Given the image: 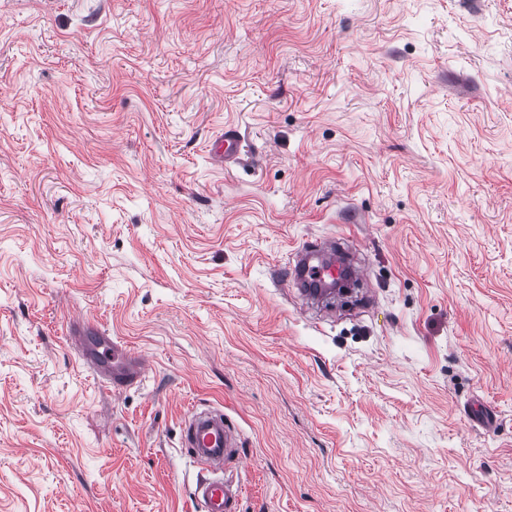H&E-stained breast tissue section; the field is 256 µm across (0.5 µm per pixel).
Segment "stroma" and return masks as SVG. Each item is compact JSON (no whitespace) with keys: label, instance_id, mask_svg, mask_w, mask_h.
Returning <instances> with one entry per match:
<instances>
[{"label":"stroma","instance_id":"1","mask_svg":"<svg viewBox=\"0 0 512 512\" xmlns=\"http://www.w3.org/2000/svg\"><path fill=\"white\" fill-rule=\"evenodd\" d=\"M194 405L240 512H512V0H0V512H202ZM241 134L237 127L228 125L224 127V132L218 135L211 145L212 159L219 162L220 165L228 167L236 163L241 154ZM327 244L322 241H307L296 248L287 258L285 265L279 269L280 281L299 283L306 295L315 298L336 286V279L345 274L355 277L359 271L346 266L334 255L326 253ZM329 257L330 260H322ZM69 335L72 346L78 350V357L97 376L101 385L120 392L142 384L144 361L125 346L112 341V336H108L100 326L79 318L72 321ZM91 338L96 339L95 344L90 342ZM181 441V448L211 475L200 480L194 490L205 512H238L239 489L224 478V473L239 463V434L225 419L224 411H190L182 424Z\"/></svg>","mask_w":512,"mask_h":512}]
</instances>
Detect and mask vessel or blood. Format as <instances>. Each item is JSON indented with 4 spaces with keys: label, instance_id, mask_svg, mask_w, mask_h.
<instances>
[{
    "label": "vessel or blood",
    "instance_id": "vessel-or-blood-1",
    "mask_svg": "<svg viewBox=\"0 0 512 512\" xmlns=\"http://www.w3.org/2000/svg\"><path fill=\"white\" fill-rule=\"evenodd\" d=\"M241 134L237 127L225 126L211 145L213 160L228 166L241 154ZM327 246L321 241H307L296 248L279 270L284 283L300 284L308 297L314 298L333 288L338 278L356 276V269L343 261L326 257ZM70 341L78 356L109 390L120 392L140 386L144 380V362L130 350L112 340L97 324L73 320ZM181 441L196 463L206 471V478L195 487L194 496L205 512H238L240 493L225 479L227 468L239 461V434L228 423L223 410L190 411L181 428Z\"/></svg>",
    "mask_w": 512,
    "mask_h": 512
}]
</instances>
